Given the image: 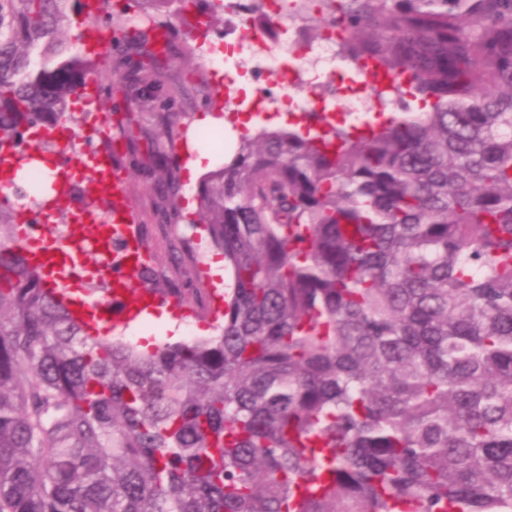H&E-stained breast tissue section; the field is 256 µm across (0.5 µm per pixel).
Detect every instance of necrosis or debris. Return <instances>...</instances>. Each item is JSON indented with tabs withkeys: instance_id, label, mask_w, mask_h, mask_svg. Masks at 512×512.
I'll use <instances>...</instances> for the list:
<instances>
[{
	"instance_id": "4bbe7bcc",
	"label": "necrosis or debris",
	"mask_w": 512,
	"mask_h": 512,
	"mask_svg": "<svg viewBox=\"0 0 512 512\" xmlns=\"http://www.w3.org/2000/svg\"><path fill=\"white\" fill-rule=\"evenodd\" d=\"M244 0H225L224 44L208 47V57L215 69L235 68L241 76L260 83L263 99L282 103L287 109L306 112L310 103L304 98L283 94L280 87L263 85L266 74L283 73L293 61L305 60L308 68L318 74L321 96L335 97L342 88L336 74L343 66L333 30H325L320 39L306 41L294 14L288 8V0H264V8L271 24L281 36L273 45H264V32L258 30L253 17L243 8Z\"/></svg>"
}]
</instances>
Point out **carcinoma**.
<instances>
[{"label":"carcinoma","instance_id":"obj_1","mask_svg":"<svg viewBox=\"0 0 512 512\" xmlns=\"http://www.w3.org/2000/svg\"><path fill=\"white\" fill-rule=\"evenodd\" d=\"M318 1L353 62L404 76L379 91L399 111L248 130L204 178L215 335L91 336L0 205V512H512V0ZM74 11L138 111L210 95L154 43L223 0H0V151L107 65ZM153 136L174 153L176 121ZM148 178L178 223L174 168ZM141 278L206 314L190 272ZM107 40L109 42V47L108 42L102 39L98 33L88 30L82 37L81 43L85 47V52L92 56H101L107 50L102 57L106 55H110L112 57V36H109ZM81 43L77 45L79 51H82L83 49V45Z\"/></svg>","mask_w":512,"mask_h":512}]
</instances>
